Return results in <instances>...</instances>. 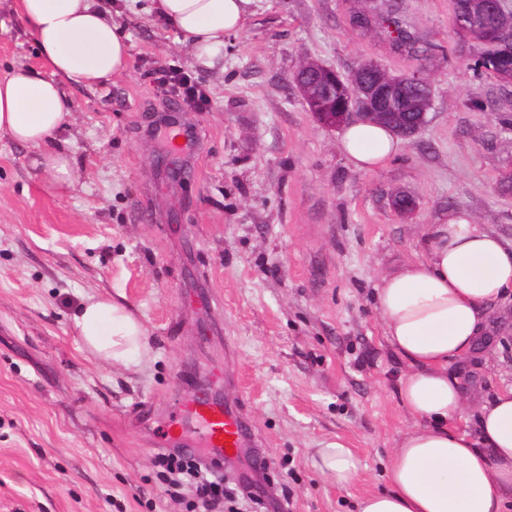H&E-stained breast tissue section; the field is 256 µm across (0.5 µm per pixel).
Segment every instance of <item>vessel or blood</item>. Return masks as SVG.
<instances>
[{"instance_id": "vessel-or-blood-1", "label": "vessel or blood", "mask_w": 512, "mask_h": 512, "mask_svg": "<svg viewBox=\"0 0 512 512\" xmlns=\"http://www.w3.org/2000/svg\"><path fill=\"white\" fill-rule=\"evenodd\" d=\"M169 439L204 449L209 460L223 462L229 449L245 447L247 419L241 407L219 400L189 399L180 417L170 423Z\"/></svg>"}]
</instances>
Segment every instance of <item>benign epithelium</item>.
I'll use <instances>...</instances> for the list:
<instances>
[{"label": "benign epithelium", "mask_w": 512, "mask_h": 512, "mask_svg": "<svg viewBox=\"0 0 512 512\" xmlns=\"http://www.w3.org/2000/svg\"><path fill=\"white\" fill-rule=\"evenodd\" d=\"M465 2L463 10L464 33L467 52L473 53L485 41L483 28L486 17L497 13L500 0H454ZM486 72L501 82H512V63L505 57L488 61ZM295 83L302 104L323 126L336 129L355 120L380 121L390 117L389 108L393 103L401 78L375 60H368L357 67L353 74L361 78L360 90L344 97L341 107H336V70L317 61L299 59L293 65ZM409 82L430 93L427 106L433 105V83L425 67L411 72ZM423 112H402L394 121L396 132L406 140L412 139L426 124Z\"/></svg>", "instance_id": "1"}]
</instances>
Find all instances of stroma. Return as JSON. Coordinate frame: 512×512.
<instances>
[{
	"mask_svg": "<svg viewBox=\"0 0 512 512\" xmlns=\"http://www.w3.org/2000/svg\"><path fill=\"white\" fill-rule=\"evenodd\" d=\"M132 43L128 75L72 87L62 136L78 182L58 197L34 176L33 148L0 137V512H183L153 464L170 421L200 388L238 403L268 459V497L288 512H356L399 436L413 427L397 387L406 367L385 340L382 275L423 258L429 225L454 212L512 242V95L475 75L451 0H417L432 57L428 122L384 165L353 167L340 133L300 101L291 65L349 73L374 58L410 69L349 25L350 0H254L215 65L147 13V0H96ZM0 77L39 67L27 22L0 0ZM191 74L210 103L184 113L193 149L175 186L154 133L169 106L160 70ZM412 195L398 214L391 196ZM121 295L147 330L128 366L100 362L74 322L87 299ZM465 414L512 383V301L492 303L484 338L454 363ZM341 437L362 472L339 489L313 468Z\"/></svg>",
	"mask_w": 512,
	"mask_h": 512,
	"instance_id": "obj_1",
	"label": "stroma"
}]
</instances>
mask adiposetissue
Instances as JSON below:
<instances>
[{
    "label": "adipose tissue",
    "mask_w": 512,
    "mask_h": 512,
    "mask_svg": "<svg viewBox=\"0 0 512 512\" xmlns=\"http://www.w3.org/2000/svg\"><path fill=\"white\" fill-rule=\"evenodd\" d=\"M39 48L43 67L13 68L0 79V135L36 150L32 166L58 196L77 173L57 140L74 104L65 85L92 87L123 76L131 45L94 0H14ZM253 0H150L148 10L184 37L197 58H215L225 35L246 29ZM340 147L360 169L383 165L402 148L387 128L354 123ZM426 256L382 277L377 290L386 339L406 370L402 407L414 419L393 448L389 487L370 492L358 512H506L512 505V385L477 408L478 430L464 424L465 391L453 363L467 357L483 332L489 303L512 295V245L463 213L431 225ZM88 348L125 366L146 350L134 314L108 297L90 299L75 317ZM313 465L339 487L359 477L358 457L340 438L321 442Z\"/></svg>",
    "instance_id": "1"
}]
</instances>
